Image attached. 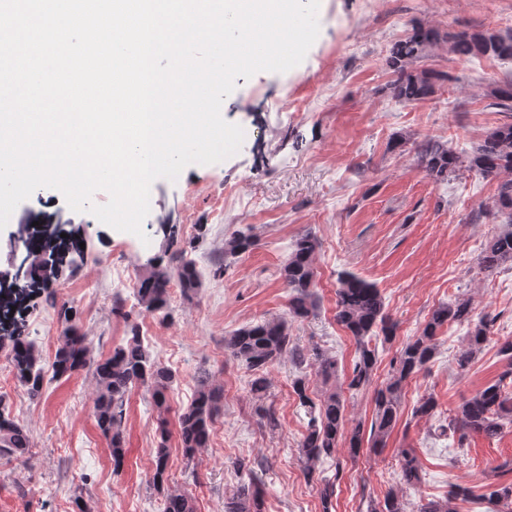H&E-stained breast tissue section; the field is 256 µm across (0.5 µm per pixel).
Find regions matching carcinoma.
Wrapping results in <instances>:
<instances>
[{
    "instance_id": "cac0c4a2",
    "label": "carcinoma",
    "mask_w": 512,
    "mask_h": 512,
    "mask_svg": "<svg viewBox=\"0 0 512 512\" xmlns=\"http://www.w3.org/2000/svg\"><path fill=\"white\" fill-rule=\"evenodd\" d=\"M435 40L430 30H418L409 39L395 44L387 60L396 78L393 81L395 98L404 103L414 102L429 95L433 88L425 72H416L412 65L421 52ZM452 51L460 57H489L512 60V33L503 35L485 30L448 35ZM493 105L502 112H512V80H506L489 91ZM419 166L429 178L439 181L465 169L497 181L491 209L508 216L510 228L491 238L484 246L479 265L492 271L512 263V121L487 132L478 145L466 156L448 147V143L433 138L413 142ZM255 246L250 233H238L224 239V247L216 259L217 271L222 272L230 260ZM318 238L307 232L297 238L281 268V277L289 289L288 313L246 326L224 338V352L230 359L251 372L250 390L258 401L257 413L261 422L277 426L273 404L266 403L270 381L269 369L284 357L302 364L307 361L315 368L316 381L321 384L318 400L308 394L309 382L300 378L293 382V391L300 405L310 415L306 434L300 442V461L306 472L325 459H331L340 442H345L352 454H357L368 442L372 448H384L400 413L404 384L425 369L437 350L438 331L449 324H465L467 332L457 365L464 370L481 351L490 334L492 320L474 318L471 299L460 298L435 308L422 330L409 338L392 363L387 383L375 392L374 416L369 437H364L361 424L350 425L347 419L346 398L336 387L338 366L336 359L317 349L306 353L293 345L291 323L304 320L316 313L315 254ZM22 264L29 280L23 288L47 285L52 279L47 271L57 272L56 265L41 264L27 254ZM177 282L183 294L191 298L201 288V280L193 260L182 250L175 260L163 265L147 260L139 279L136 297L140 308L149 314L169 317V285ZM336 321L354 338L357 359L348 376V389L360 390L371 385L377 364V348L372 342L378 338L389 341L396 334V324L385 313V304L376 285L350 271H342L337 278ZM61 330L57 338L53 375L62 377L85 368L93 370L95 396L93 415L98 428L110 440L114 466H121L125 456L124 418L128 394L135 387H144L150 393L158 415L157 448L152 478L153 488L163 495V512H194L192 498L179 489L166 486L168 440L170 429L166 414L170 410L168 392L177 382L175 373L152 357L144 346L137 326L130 328L126 342L116 346L112 354L96 360L91 356L84 336L75 326L69 310L59 313ZM8 348L13 374L24 392L32 399L41 395L46 376L41 353L36 344L21 336V331L0 336V349ZM509 364L498 379L475 392L459 407L448 424L436 427L439 435L458 436L457 447H464L468 435L482 434L495 438L512 425V342L502 346ZM224 409V389L213 381L208 372L197 377L193 402L178 415L177 432L187 464L194 463L200 449L206 447L215 419ZM30 439L18 422L0 409V456L20 458L28 453ZM402 478L407 485L419 481V462L413 448L399 452ZM239 480L232 495L224 502V512H264L263 472L260 461L239 459L235 462ZM469 490L456 486L444 501H427L415 512H453L451 501L467 496ZM488 498L503 504L502 512H512V483L499 484L488 493ZM369 512H405L404 504L394 490L387 492L381 503H371Z\"/></svg>"
}]
</instances>
